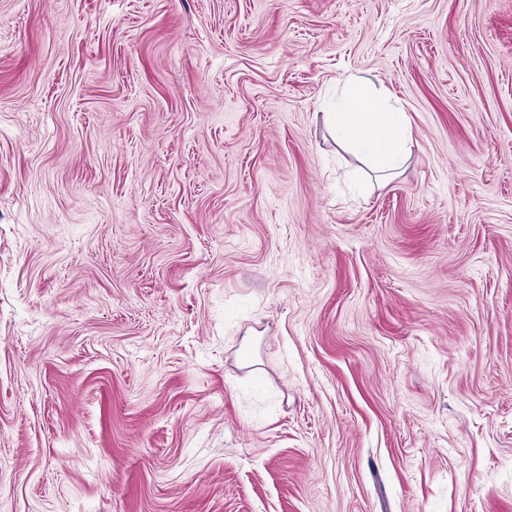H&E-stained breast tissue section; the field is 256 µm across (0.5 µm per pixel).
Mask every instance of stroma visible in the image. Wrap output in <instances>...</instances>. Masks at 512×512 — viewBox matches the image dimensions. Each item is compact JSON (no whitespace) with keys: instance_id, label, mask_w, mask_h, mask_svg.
I'll return each instance as SVG.
<instances>
[{"instance_id":"stroma-1","label":"stroma","mask_w":512,"mask_h":512,"mask_svg":"<svg viewBox=\"0 0 512 512\" xmlns=\"http://www.w3.org/2000/svg\"><path fill=\"white\" fill-rule=\"evenodd\" d=\"M0 503L512 512V0H0ZM346 82L351 85L336 104V112H325L328 130L346 151L394 172L410 152L412 135L405 112L383 86L360 76Z\"/></svg>"}]
</instances>
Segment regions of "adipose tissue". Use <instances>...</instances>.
I'll return each instance as SVG.
<instances>
[{
	"instance_id": "1",
	"label": "adipose tissue",
	"mask_w": 512,
	"mask_h": 512,
	"mask_svg": "<svg viewBox=\"0 0 512 512\" xmlns=\"http://www.w3.org/2000/svg\"><path fill=\"white\" fill-rule=\"evenodd\" d=\"M349 88L325 122L337 143L354 155L372 160L381 170L395 171L408 158L412 135L405 112L389 91L352 76Z\"/></svg>"
}]
</instances>
